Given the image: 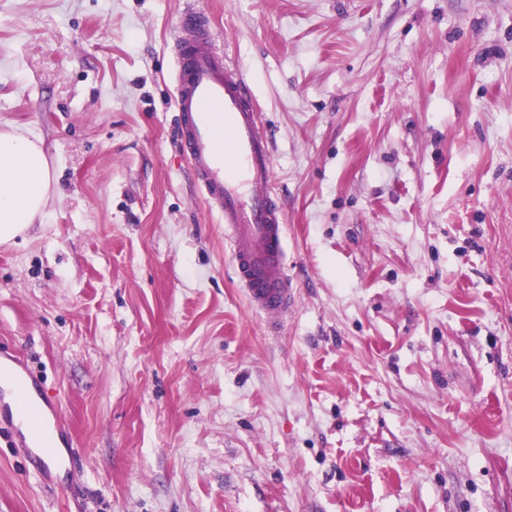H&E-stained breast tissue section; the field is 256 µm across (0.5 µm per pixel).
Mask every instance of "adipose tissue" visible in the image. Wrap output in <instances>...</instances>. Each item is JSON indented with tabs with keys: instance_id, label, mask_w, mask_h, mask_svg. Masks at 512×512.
Wrapping results in <instances>:
<instances>
[{
	"instance_id": "ef3b65f1",
	"label": "adipose tissue",
	"mask_w": 512,
	"mask_h": 512,
	"mask_svg": "<svg viewBox=\"0 0 512 512\" xmlns=\"http://www.w3.org/2000/svg\"><path fill=\"white\" fill-rule=\"evenodd\" d=\"M52 180L40 139L0 132V244L25 236L43 212Z\"/></svg>"
}]
</instances>
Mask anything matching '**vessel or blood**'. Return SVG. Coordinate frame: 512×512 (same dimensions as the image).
I'll return each mask as SVG.
<instances>
[{
  "label": "vessel or blood",
  "instance_id": "obj_1",
  "mask_svg": "<svg viewBox=\"0 0 512 512\" xmlns=\"http://www.w3.org/2000/svg\"><path fill=\"white\" fill-rule=\"evenodd\" d=\"M175 107L179 146L207 201L224 221L248 301L271 334L291 303L280 201L272 188L273 150L249 85L213 46L191 7L179 15Z\"/></svg>",
  "mask_w": 512,
  "mask_h": 512
}]
</instances>
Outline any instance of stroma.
I'll return each instance as SVG.
<instances>
[{"label":"stroma","instance_id":"stroma-1","mask_svg":"<svg viewBox=\"0 0 512 512\" xmlns=\"http://www.w3.org/2000/svg\"><path fill=\"white\" fill-rule=\"evenodd\" d=\"M274 153L267 332L179 148L183 0H0V131L55 179L0 356L80 457L0 512H512V0H194Z\"/></svg>","mask_w":512,"mask_h":512}]
</instances>
